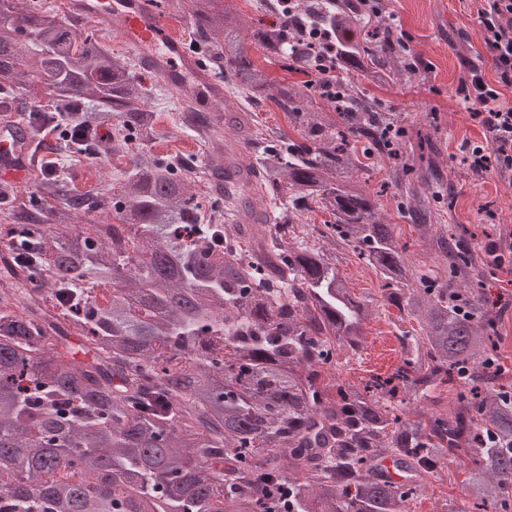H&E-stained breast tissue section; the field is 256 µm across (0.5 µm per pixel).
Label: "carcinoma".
Returning a JSON list of instances; mask_svg holds the SVG:
<instances>
[{
  "mask_svg": "<svg viewBox=\"0 0 512 512\" xmlns=\"http://www.w3.org/2000/svg\"><path fill=\"white\" fill-rule=\"evenodd\" d=\"M208 67L303 128L296 145L247 112L208 136L212 201L201 211L185 164L158 159L138 63L93 32L77 34L34 0H0V115L22 107L39 77L64 111L32 109L19 127L30 145L48 128L56 150L94 148L112 122V151L130 172L113 195L117 223L75 225L84 205L64 180L35 177L58 202L43 224L6 232L0 268V512H411L424 481L449 458L471 461L469 508L512 512V388L499 318L475 283L471 252L423 211L416 229L443 254L411 266L407 243L355 174L399 155L398 118L353 82L336 90L341 125L326 122L314 87L277 83L243 47V22L223 0H187ZM360 0H297L291 25L253 33L266 56L311 65L304 29L336 36V67L376 87L413 79L385 42L370 47ZM265 143L246 163L239 147ZM252 175L231 196L224 180ZM261 195L277 211L257 210ZM328 213L323 243L293 224L311 206ZM351 251L375 271L402 321L408 352L387 377L325 382L322 367L357 355L371 300L338 266ZM79 342L82 356L74 352ZM451 413L407 415L401 392ZM389 458L406 474L379 467Z\"/></svg>",
  "mask_w": 512,
  "mask_h": 512,
  "instance_id": "cac0c4a2",
  "label": "carcinoma"
}]
</instances>
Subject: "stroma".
Listing matches in <instances>:
<instances>
[{
    "instance_id": "1",
    "label": "stroma",
    "mask_w": 512,
    "mask_h": 512,
    "mask_svg": "<svg viewBox=\"0 0 512 512\" xmlns=\"http://www.w3.org/2000/svg\"><path fill=\"white\" fill-rule=\"evenodd\" d=\"M379 8L391 15L410 36L403 54L416 71L408 83L383 87L368 86L367 93L381 108L398 116L403 144L400 160L409 168L408 193L386 187L387 170L373 168L368 174L367 189L378 193L390 223L396 224L409 245V261L418 267L432 266L436 256L429 245L418 239L409 211L427 207L438 224L467 228L471 250L482 251L485 245H501L503 257L512 256V181L496 173L478 176L464 161L462 144L477 141L481 130L469 117L456 88L462 76L463 62L483 55L485 48L477 21L479 0H379ZM151 90L150 103L167 132L152 146L160 158H180L189 162L188 175L195 184L196 200L208 204L211 185L204 168L207 158L203 139L177 121V109L164 94L160 77L142 73ZM227 111H249L269 127L281 130L294 143L304 141L300 128L287 112L274 103H249L226 97ZM130 168L127 155L103 153L99 157H55L50 175L66 177L73 194L101 196L106 185H118ZM475 278L486 283L492 296L502 297L506 308L501 316L500 350L510 367L504 383H512V271L478 265ZM394 307H377L364 325V345L354 359L333 368L337 381L364 382L376 375L391 373L404 353L399 339L402 324ZM465 472L458 461H450L429 477L424 490L412 504V512H444L448 502L466 499Z\"/></svg>"
}]
</instances>
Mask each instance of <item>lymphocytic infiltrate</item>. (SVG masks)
Wrapping results in <instances>:
<instances>
[{"label":"lymphocytic infiltrate","mask_w":512,"mask_h":512,"mask_svg":"<svg viewBox=\"0 0 512 512\" xmlns=\"http://www.w3.org/2000/svg\"><path fill=\"white\" fill-rule=\"evenodd\" d=\"M478 20L496 80L487 82L480 67L467 62L459 91L485 139L470 145L466 161L479 176L490 171L512 175V106L501 98L502 89L512 88V0H483Z\"/></svg>","instance_id":"f902f5d3"}]
</instances>
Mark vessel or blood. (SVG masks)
<instances>
[{
	"label": "vessel or blood",
	"instance_id": "b4317fda",
	"mask_svg": "<svg viewBox=\"0 0 512 512\" xmlns=\"http://www.w3.org/2000/svg\"><path fill=\"white\" fill-rule=\"evenodd\" d=\"M74 17L103 20L120 17V40L137 51L142 70L161 76L169 86L196 97V108L211 121H219L216 104L224 99V88L214 82L200 58L164 24L155 0H69ZM30 166L29 149L21 148L15 137L0 140V180L12 182Z\"/></svg>",
	"mask_w": 512,
	"mask_h": 512
}]
</instances>
